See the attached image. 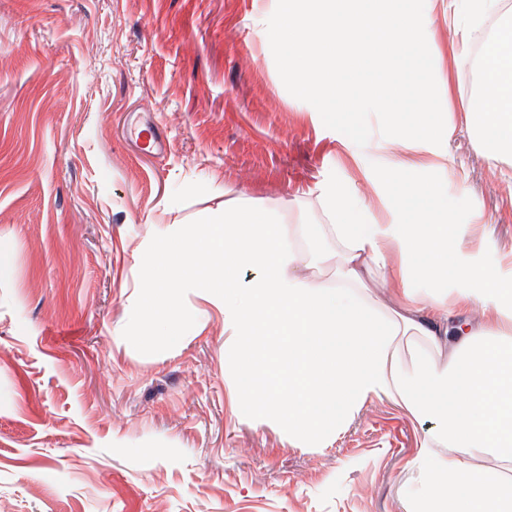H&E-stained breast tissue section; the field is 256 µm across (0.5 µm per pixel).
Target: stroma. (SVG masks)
Masks as SVG:
<instances>
[{"label":"stroma","mask_w":512,"mask_h":512,"mask_svg":"<svg viewBox=\"0 0 512 512\" xmlns=\"http://www.w3.org/2000/svg\"><path fill=\"white\" fill-rule=\"evenodd\" d=\"M275 0H0V512H406L434 427L368 400L325 448L290 445L233 404L224 315L196 296L187 340H138L142 259L225 199L321 220L336 183L358 219L397 220L407 185L440 184L479 260L512 253V159L463 125L474 93L448 0H425L442 145L405 172L394 139L327 129L283 85L261 36ZM164 140L140 154L142 110Z\"/></svg>","instance_id":"35a3bbf8"}]
</instances>
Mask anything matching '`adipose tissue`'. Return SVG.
<instances>
[{
  "label": "adipose tissue",
  "instance_id": "ef3b65f1",
  "mask_svg": "<svg viewBox=\"0 0 512 512\" xmlns=\"http://www.w3.org/2000/svg\"><path fill=\"white\" fill-rule=\"evenodd\" d=\"M499 5L448 0V27L469 46ZM463 123L489 159L512 157V23L485 44ZM316 198L320 224L228 199L210 223L171 227L182 261L146 260L141 342L163 357L180 348L196 322L183 298L200 296L224 312L240 412L324 448L367 400L387 399L436 423L407 512H512V480L489 466L512 462V271L465 248L475 227L449 223L437 186L409 185L393 224L356 223L335 184ZM309 235L329 243L324 262L305 258Z\"/></svg>",
  "mask_w": 512,
  "mask_h": 512
}]
</instances>
